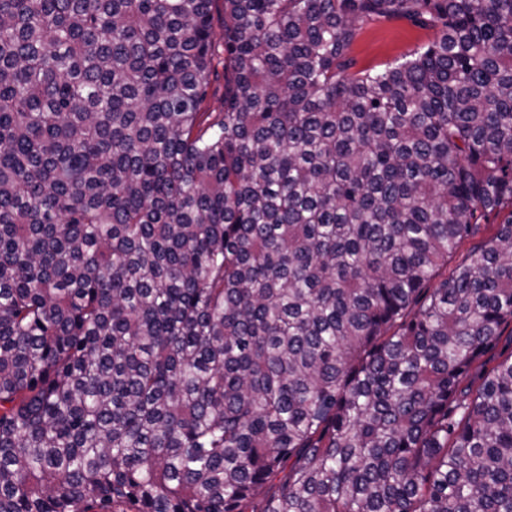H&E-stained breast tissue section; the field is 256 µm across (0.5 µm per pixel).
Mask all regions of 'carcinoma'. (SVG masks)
Returning a JSON list of instances; mask_svg holds the SVG:
<instances>
[{"instance_id":"carcinoma-1","label":"carcinoma","mask_w":512,"mask_h":512,"mask_svg":"<svg viewBox=\"0 0 512 512\" xmlns=\"http://www.w3.org/2000/svg\"><path fill=\"white\" fill-rule=\"evenodd\" d=\"M214 2L0 0V512H512V0ZM435 36V29L419 26L406 19L365 22L352 45L350 57L355 64L348 72L384 68L402 60L405 55L432 41ZM501 221V217H497L494 212L486 213L480 219L478 224L480 225V230L478 234L464 242L457 250L453 259L448 263V269H451L455 264L463 261L467 255L469 254L471 248L474 245H477L483 241H485L493 232L492 224H499Z\"/></svg>"}]
</instances>
